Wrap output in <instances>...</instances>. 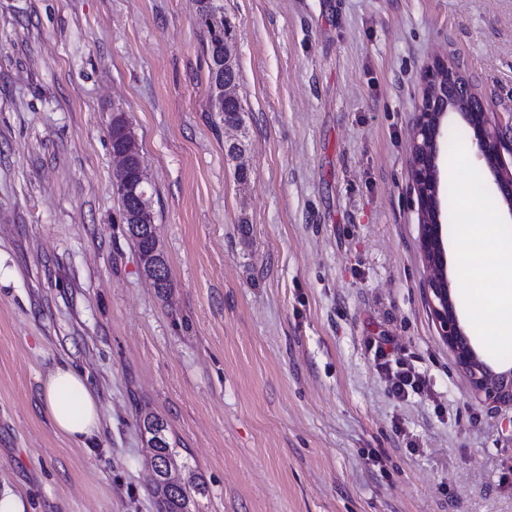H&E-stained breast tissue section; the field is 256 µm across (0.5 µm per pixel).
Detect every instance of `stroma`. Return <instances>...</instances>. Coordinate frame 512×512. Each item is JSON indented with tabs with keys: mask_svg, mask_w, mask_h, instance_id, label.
<instances>
[{
	"mask_svg": "<svg viewBox=\"0 0 512 512\" xmlns=\"http://www.w3.org/2000/svg\"><path fill=\"white\" fill-rule=\"evenodd\" d=\"M244 160L210 111L195 0H0V492L27 512H155L140 416L196 512H512V408L477 400L425 291L411 130L434 55L512 129V0H224ZM126 112L171 286L121 220ZM249 167L247 183L236 176ZM458 160L446 201L481 172ZM424 392H388L373 343ZM97 395L57 435L55 366ZM44 410L55 431L86 443L100 428V405L85 378L68 365H58L42 381ZM143 425V429H142ZM154 425H157V427H161L160 431H162V434L159 438H157L155 432L153 431ZM139 428L141 430V433L144 435V431L146 434H148V437L145 438L147 448L150 449L153 459H154V465L153 466V473H154V481H159L165 478V471L167 469V463L163 460L155 459L157 457L165 458L169 460L170 462V468L171 471L172 466H174L175 463V457H176V451H175V444L172 441L168 430H167V424L164 422L163 419L157 416H147L143 419V422H139ZM144 430V431H143Z\"/></svg>",
	"mask_w": 512,
	"mask_h": 512,
	"instance_id": "obj_1",
	"label": "stroma"
}]
</instances>
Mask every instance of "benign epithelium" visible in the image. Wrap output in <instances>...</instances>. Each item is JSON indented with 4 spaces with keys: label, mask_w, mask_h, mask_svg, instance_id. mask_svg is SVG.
<instances>
[{
    "label": "benign epithelium",
    "mask_w": 512,
    "mask_h": 512,
    "mask_svg": "<svg viewBox=\"0 0 512 512\" xmlns=\"http://www.w3.org/2000/svg\"><path fill=\"white\" fill-rule=\"evenodd\" d=\"M234 73L229 49L217 59L215 75L224 85V100L235 96L225 80ZM426 88L417 107L411 136V179L417 196L421 224V249L428 278L426 291L433 319L441 337L452 352L457 367L464 374L472 393L492 404L512 403V369L493 370L483 361L460 324L447 276L444 245L445 222L440 199L439 158L448 119L457 115L473 131L477 157L494 177L498 192L512 213V172L506 170L502 133L491 126L487 112L472 92L462 65L449 59H437L426 71ZM113 126L123 135L120 145L112 148L115 161V191L126 198L125 223L137 234L156 236L150 218L153 210L151 182L141 159L136 135L125 113H114ZM150 270L149 280H164L167 260L160 249L143 255Z\"/></svg>",
    "instance_id": "benign-epithelium-1"
}]
</instances>
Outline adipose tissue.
Instances as JSON below:
<instances>
[{"label":"adipose tissue","mask_w":512,"mask_h":512,"mask_svg":"<svg viewBox=\"0 0 512 512\" xmlns=\"http://www.w3.org/2000/svg\"><path fill=\"white\" fill-rule=\"evenodd\" d=\"M477 201L463 203L460 237L453 246V261L469 279L477 304L470 309L471 323L486 349L512 341V240L498 224H475L470 214ZM483 244L473 253L472 240ZM44 410L55 431L72 441L86 442L100 428V405L81 373L67 365L51 370L42 382Z\"/></svg>","instance_id":"obj_1"}]
</instances>
